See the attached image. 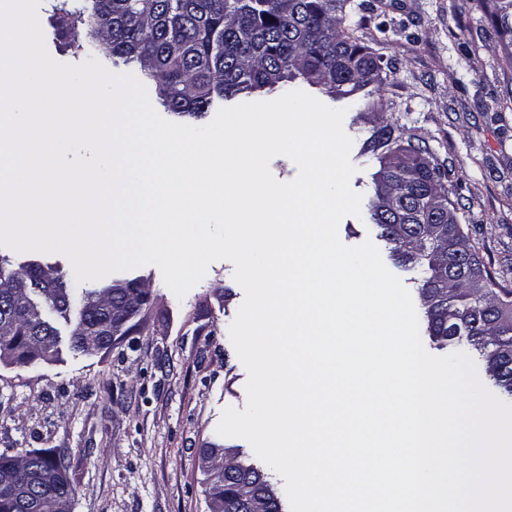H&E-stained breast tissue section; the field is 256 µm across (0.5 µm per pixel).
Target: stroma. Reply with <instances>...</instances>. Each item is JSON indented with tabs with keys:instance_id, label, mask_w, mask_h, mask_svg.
Masks as SVG:
<instances>
[{
	"instance_id": "35a3bbf8",
	"label": "stroma",
	"mask_w": 512,
	"mask_h": 512,
	"mask_svg": "<svg viewBox=\"0 0 512 512\" xmlns=\"http://www.w3.org/2000/svg\"><path fill=\"white\" fill-rule=\"evenodd\" d=\"M59 0L38 18L57 61L88 59L87 33L61 37ZM360 44L381 55L384 82L332 99L352 140V190L370 198L377 166L361 155L374 128L389 124L426 147L445 171L448 199L469 242L501 285L512 289V63L483 0H350ZM226 260L177 298L153 265L130 269L150 295L132 333L111 349L73 352L28 365L0 362V453L60 454L73 512H208L201 449L250 444L223 437L224 409H244L247 371L229 338L244 299Z\"/></svg>"
}]
</instances>
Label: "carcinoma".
Wrapping results in <instances>:
<instances>
[{"label":"carcinoma","mask_w":512,"mask_h":512,"mask_svg":"<svg viewBox=\"0 0 512 512\" xmlns=\"http://www.w3.org/2000/svg\"><path fill=\"white\" fill-rule=\"evenodd\" d=\"M55 8L61 34L77 35L108 10L112 28L98 52L112 64H137L158 90L165 111L198 120L217 100H248L288 90L302 79L327 93L349 96L381 85L382 57L359 44L345 28L348 0H84ZM496 33L512 45V0H491ZM362 155L378 162L367 204L378 237L394 260L424 269L418 287L429 336L440 347L462 340L480 350L494 385L512 397V290L499 286L464 235L448 200L445 173L427 151L396 128H376ZM32 311L14 313L15 350L36 343L56 354L59 321L71 323V289L53 270L33 273ZM60 460L39 451L0 454V473L33 483ZM212 502L224 512H250V501L272 485L262 470L237 463L212 472ZM53 491H34L24 504L0 492V512H54Z\"/></svg>","instance_id":"obj_1"}]
</instances>
